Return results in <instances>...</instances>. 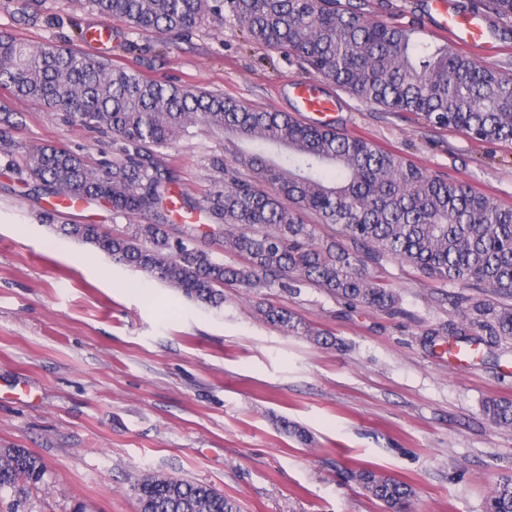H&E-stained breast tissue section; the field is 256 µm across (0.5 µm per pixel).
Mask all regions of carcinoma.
Masks as SVG:
<instances>
[{"instance_id":"obj_1","label":"carcinoma","mask_w":512,"mask_h":512,"mask_svg":"<svg viewBox=\"0 0 512 512\" xmlns=\"http://www.w3.org/2000/svg\"><path fill=\"white\" fill-rule=\"evenodd\" d=\"M109 20L146 34L189 31L228 13L248 39L294 57L329 83L390 112H413L495 145L512 142V71L504 72L444 45L417 42L412 30L372 18L338 0H87ZM470 11L512 23V0H469ZM0 85L38 101L69 126L110 133L112 157L92 163L55 145L17 156L14 113L0 107V158L41 195L104 202L117 216H140L120 233L97 224H62L60 232L114 261L143 270L185 296L219 306L224 287L317 288L346 304L389 310L399 295L367 271L384 259L405 261L450 286L490 288L505 298H464L463 323L450 336L489 345L512 341V208L463 182L438 177L370 140L284 112L253 109L220 94L143 79L95 57L32 45L0 34ZM202 124L224 135L213 161V187L199 202L179 194L198 216L173 232L176 183L164 150ZM252 172L248 176L242 169ZM312 215L305 223L299 212ZM331 234L319 236L320 226ZM219 237L226 265L199 244ZM265 322L327 345L332 335L294 314L259 304ZM484 413L512 426V402ZM41 460L24 448H0V490L43 480ZM351 480L390 512H401L411 487L359 465ZM140 512H240L212 487L160 475L134 485ZM485 512H512V477L500 479Z\"/></svg>"}]
</instances>
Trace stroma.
<instances>
[{
  "label": "stroma",
  "mask_w": 512,
  "mask_h": 512,
  "mask_svg": "<svg viewBox=\"0 0 512 512\" xmlns=\"http://www.w3.org/2000/svg\"><path fill=\"white\" fill-rule=\"evenodd\" d=\"M379 2L364 0L365 12L445 43L427 17L430 0ZM103 24L111 41L88 43L86 31ZM1 31L307 123L293 86L311 82L336 100L329 121L340 131L512 207V145L359 99L250 43L232 18L170 40L103 21L85 0H0ZM0 106L20 115V147L97 160L112 151L111 135L65 125L1 87ZM165 154L180 190L199 200L224 138L196 127ZM58 223L120 232L129 221L101 204L37 198L0 160V448L27 449L46 468L43 482L0 492V512H139L133 485L147 472L211 486L243 512H387L347 479L360 464L408 483V512H484L497 480L512 476V427L491 425L483 411L512 401V343L460 361L444 341L425 340L460 322L450 298L470 288L387 259L368 270L398 293L392 310L355 309L315 288H228L216 308L61 236ZM263 302L337 345L282 333L257 316Z\"/></svg>",
  "instance_id": "35a3bbf8"
}]
</instances>
